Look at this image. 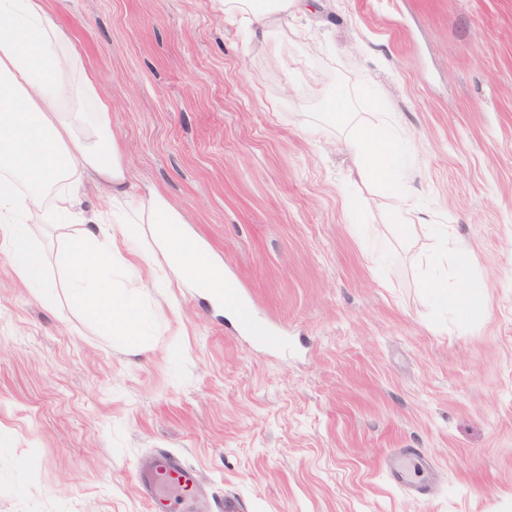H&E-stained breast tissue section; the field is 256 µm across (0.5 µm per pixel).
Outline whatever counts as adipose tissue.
<instances>
[{
  "mask_svg": "<svg viewBox=\"0 0 512 512\" xmlns=\"http://www.w3.org/2000/svg\"><path fill=\"white\" fill-rule=\"evenodd\" d=\"M296 0H224V15L261 29ZM93 102L94 111L77 110ZM112 107L96 80L80 66L67 30L48 0H0V250L30 287L43 286L45 257L35 245L29 215L46 223L76 227L59 254L70 290L83 310L105 323L112 335L133 336L130 319L116 308L112 271L113 237L90 227L77 198L78 169L88 168L110 184L124 205L123 223L149 225L168 263L197 287L216 282L207 258L182 234L178 211L159 197L133 193L109 133ZM363 173L389 187L399 230L411 234L420 220L410 192L393 188L397 150L379 129L355 125L345 141Z\"/></svg>",
  "mask_w": 512,
  "mask_h": 512,
  "instance_id": "ef3b65f1",
  "label": "adipose tissue"
}]
</instances>
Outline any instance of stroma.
Listing matches in <instances>:
<instances>
[{
  "instance_id": "35a3bbf8",
  "label": "stroma",
  "mask_w": 512,
  "mask_h": 512,
  "mask_svg": "<svg viewBox=\"0 0 512 512\" xmlns=\"http://www.w3.org/2000/svg\"><path fill=\"white\" fill-rule=\"evenodd\" d=\"M112 104L135 193L155 192L257 323L156 248L119 237L117 302L135 345L76 303L64 231L33 215L50 298L0 251V512H194L150 506L134 470L178 456L213 508L512 512V0H308L261 42L224 0H60ZM391 125L422 224L343 144ZM463 242L478 311L448 318L428 283L440 234ZM423 454L418 499L385 464ZM224 307L235 309L241 326L246 330H251V333L267 346L274 347L280 343L278 336H274L267 328H262L251 321L249 310L244 303L243 294L238 288L232 286L224 288Z\"/></svg>"
}]
</instances>
